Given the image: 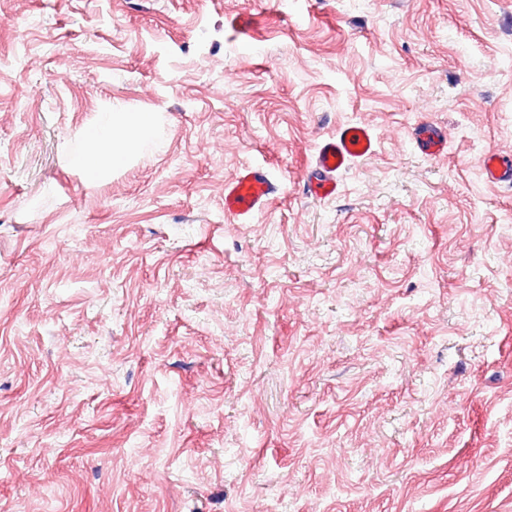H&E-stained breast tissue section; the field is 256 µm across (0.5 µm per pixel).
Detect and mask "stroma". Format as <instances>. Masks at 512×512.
Returning <instances> with one entry per match:
<instances>
[{"mask_svg":"<svg viewBox=\"0 0 512 512\" xmlns=\"http://www.w3.org/2000/svg\"><path fill=\"white\" fill-rule=\"evenodd\" d=\"M100 112L154 133L93 179ZM491 152L512 0H0V512H512ZM415 131L416 143L424 153L436 155L443 152L447 136L439 128L422 122L417 125ZM376 153L374 136L368 127L348 126L335 137L322 141L312 166L306 171L307 183L317 198H333L339 193L338 175L357 159ZM277 189L276 181L266 168L244 166L224 184V212L238 224H249Z\"/></svg>","mask_w":512,"mask_h":512,"instance_id":"1","label":"stroma"}]
</instances>
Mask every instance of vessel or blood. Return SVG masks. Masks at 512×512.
<instances>
[{"label": "vessel or blood", "mask_w": 512, "mask_h": 512, "mask_svg": "<svg viewBox=\"0 0 512 512\" xmlns=\"http://www.w3.org/2000/svg\"><path fill=\"white\" fill-rule=\"evenodd\" d=\"M415 140L418 147L429 155L443 152L447 144L445 133L426 122L417 125ZM375 153L374 136L368 127L362 125L345 127L335 137L322 141L306 172L311 194L320 199L335 197L339 192V174L351 162L372 157ZM482 173L488 182L511 184L512 157L490 153L483 161ZM277 189L276 181L266 168L244 166L224 184V212L236 223H251Z\"/></svg>", "instance_id": "b4317fda"}]
</instances>
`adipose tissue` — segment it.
Masks as SVG:
<instances>
[{
    "mask_svg": "<svg viewBox=\"0 0 512 512\" xmlns=\"http://www.w3.org/2000/svg\"><path fill=\"white\" fill-rule=\"evenodd\" d=\"M152 130V124L140 115L101 113L87 131L89 149L79 164L90 173L117 166Z\"/></svg>",
    "mask_w": 512,
    "mask_h": 512,
    "instance_id": "1",
    "label": "adipose tissue"
}]
</instances>
